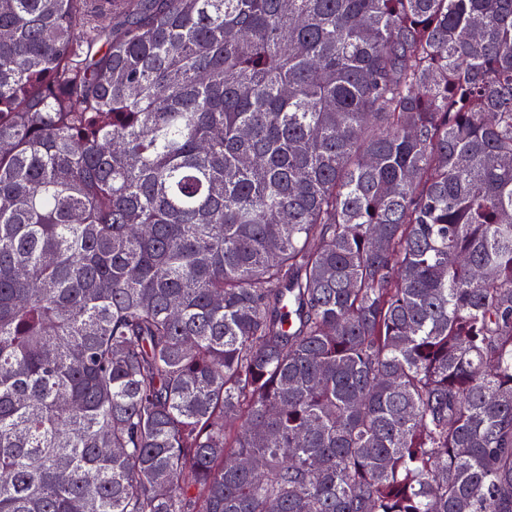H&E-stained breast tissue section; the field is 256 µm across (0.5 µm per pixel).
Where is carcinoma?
<instances>
[{
	"label": "carcinoma",
	"instance_id": "1",
	"mask_svg": "<svg viewBox=\"0 0 512 512\" xmlns=\"http://www.w3.org/2000/svg\"><path fill=\"white\" fill-rule=\"evenodd\" d=\"M0 512H512V0H0Z\"/></svg>",
	"mask_w": 512,
	"mask_h": 512
}]
</instances>
